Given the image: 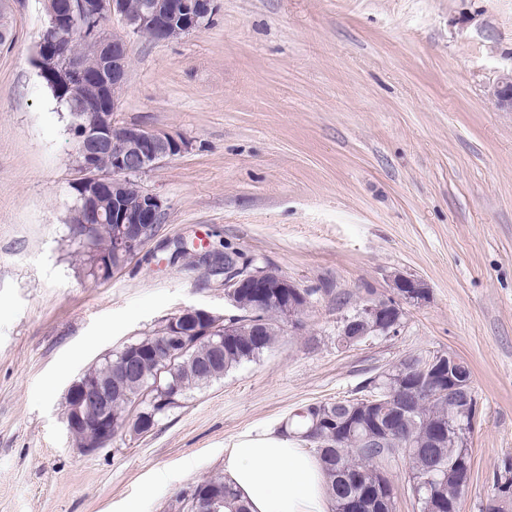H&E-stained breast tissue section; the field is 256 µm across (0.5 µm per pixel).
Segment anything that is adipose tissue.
Returning <instances> with one entry per match:
<instances>
[{
    "label": "adipose tissue",
    "instance_id": "1",
    "mask_svg": "<svg viewBox=\"0 0 512 512\" xmlns=\"http://www.w3.org/2000/svg\"><path fill=\"white\" fill-rule=\"evenodd\" d=\"M224 480L251 512H329L316 459L296 438L272 428L237 438L224 456Z\"/></svg>",
    "mask_w": 512,
    "mask_h": 512
}]
</instances>
